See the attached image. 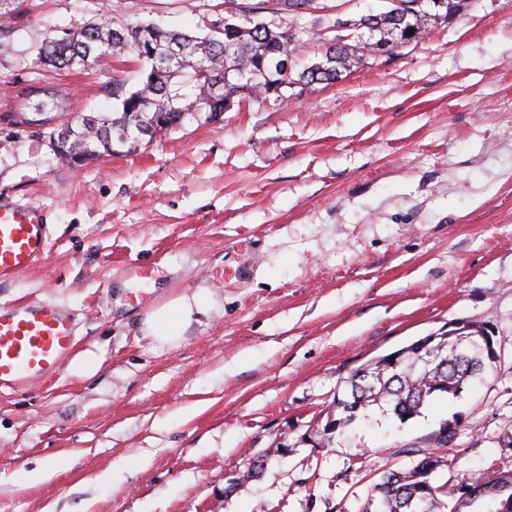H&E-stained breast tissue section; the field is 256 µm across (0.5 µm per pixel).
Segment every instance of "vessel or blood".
<instances>
[{
	"instance_id": "vessel-or-blood-1",
	"label": "vessel or blood",
	"mask_w": 512,
	"mask_h": 512,
	"mask_svg": "<svg viewBox=\"0 0 512 512\" xmlns=\"http://www.w3.org/2000/svg\"><path fill=\"white\" fill-rule=\"evenodd\" d=\"M40 207L0 205V282L29 269L49 251ZM74 317L51 300L0 306V389L55 376L75 351Z\"/></svg>"
}]
</instances>
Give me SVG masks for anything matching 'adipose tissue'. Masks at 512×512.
Segmentation results:
<instances>
[{"label":"adipose tissue","instance_id":"ef3b65f1","mask_svg":"<svg viewBox=\"0 0 512 512\" xmlns=\"http://www.w3.org/2000/svg\"><path fill=\"white\" fill-rule=\"evenodd\" d=\"M212 305L211 293L204 290L171 297L145 316L142 330L154 345L177 346L197 316L209 314Z\"/></svg>","mask_w":512,"mask_h":512}]
</instances>
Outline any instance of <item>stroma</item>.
I'll return each instance as SVG.
<instances>
[{"label": "stroma", "instance_id": "stroma-1", "mask_svg": "<svg viewBox=\"0 0 512 512\" xmlns=\"http://www.w3.org/2000/svg\"><path fill=\"white\" fill-rule=\"evenodd\" d=\"M291 15L300 64L330 22L387 0H319ZM229 0H10L0 53V201L42 207L47 255L0 283V305L51 299L78 323L90 377L62 368L0 392V512H366L385 471L457 422L438 484L512 472V0H467L387 61L331 86L234 104L74 168L14 122L30 87L71 115L111 112L134 57L46 71L49 37L103 19L184 31ZM150 267L147 297L128 265ZM216 306L175 347L141 336L166 297ZM486 325L495 381L400 422L372 410L336 430L352 371L447 322ZM253 360L240 364L243 353ZM260 475L228 490L257 456ZM58 456L44 482L18 473ZM134 456L138 470L119 467Z\"/></svg>", "mask_w": 512, "mask_h": 512}]
</instances>
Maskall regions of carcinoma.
Returning <instances> with one entry per match:
<instances>
[{
    "mask_svg": "<svg viewBox=\"0 0 512 512\" xmlns=\"http://www.w3.org/2000/svg\"><path fill=\"white\" fill-rule=\"evenodd\" d=\"M404 2L408 6L397 11L368 14L349 24L351 33L326 40L319 61L301 69L296 45L303 32L266 19L259 5L236 10L237 21L221 30L205 24L199 32L190 33L151 22L154 38L149 49L134 38V26L101 20L43 42L37 59L41 64L51 59L49 67L54 71L72 70L109 51L119 57L131 54L143 68H152L133 89L121 80L113 81L116 105L111 112L78 115L64 122L72 131L68 146L76 153H89L91 161L112 155L116 137L134 148L145 137H153L166 126H179L188 118L219 121L228 111L224 105L228 97L282 98V85L334 84L371 58L366 50L383 45L394 55L403 46L423 39L433 24L460 15L466 6V0H446L448 11L442 16L435 11V0ZM171 47L180 49L173 59L167 57ZM151 50L156 52L153 58L147 56ZM61 104L69 105L68 98L52 90L32 109L53 112ZM489 368L490 359L481 348L455 338L438 342L428 352L410 349L393 366L372 359L348 378L347 396L336 402L341 417L335 425L347 426L374 406L405 423L421 415L431 400L459 396L471 379H489ZM449 444L450 430L444 422L432 446L410 450L416 460L406 468L388 471L374 485L376 512H444L447 504L441 497L448 495V490L435 484V474L450 466L441 453ZM483 496L512 498V473H498L486 480Z\"/></svg>",
    "mask_w": 512,
    "mask_h": 512,
    "instance_id": "1",
    "label": "carcinoma"
}]
</instances>
